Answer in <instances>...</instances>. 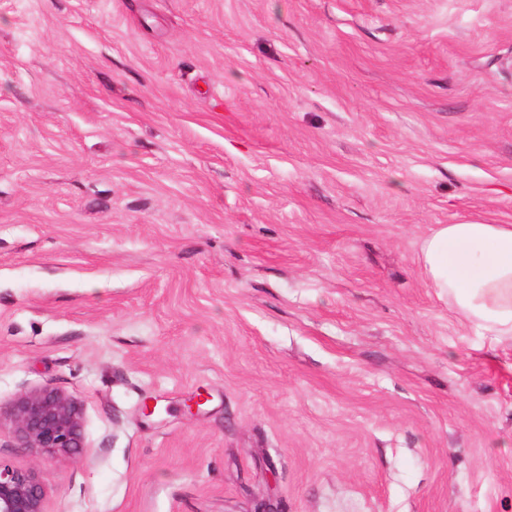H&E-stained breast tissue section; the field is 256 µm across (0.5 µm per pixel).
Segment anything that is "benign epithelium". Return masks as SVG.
I'll return each instance as SVG.
<instances>
[{
	"instance_id": "1",
	"label": "benign epithelium",
	"mask_w": 512,
	"mask_h": 512,
	"mask_svg": "<svg viewBox=\"0 0 512 512\" xmlns=\"http://www.w3.org/2000/svg\"><path fill=\"white\" fill-rule=\"evenodd\" d=\"M13 426L22 448L46 455H79L84 448L82 415L69 398L47 388L0 404V422ZM46 490L36 471L0 462V512H45Z\"/></svg>"
}]
</instances>
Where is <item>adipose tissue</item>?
Returning <instances> with one entry per match:
<instances>
[{
	"label": "adipose tissue",
	"instance_id": "ef3b65f1",
	"mask_svg": "<svg viewBox=\"0 0 512 512\" xmlns=\"http://www.w3.org/2000/svg\"><path fill=\"white\" fill-rule=\"evenodd\" d=\"M425 279L495 342L512 341V224H440L422 239Z\"/></svg>",
	"mask_w": 512,
	"mask_h": 512
}]
</instances>
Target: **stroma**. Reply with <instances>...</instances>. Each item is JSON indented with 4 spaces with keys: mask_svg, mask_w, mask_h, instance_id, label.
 I'll return each mask as SVG.
<instances>
[{
    "mask_svg": "<svg viewBox=\"0 0 512 512\" xmlns=\"http://www.w3.org/2000/svg\"><path fill=\"white\" fill-rule=\"evenodd\" d=\"M465 222L512 224V0H0V404L84 440L0 461L46 512H512V342L418 261ZM3 420L13 426L22 448L73 456L84 448L79 408L54 390H33L6 406L0 404V426Z\"/></svg>",
    "mask_w": 512,
    "mask_h": 512,
    "instance_id": "stroma-1",
    "label": "stroma"
}]
</instances>
